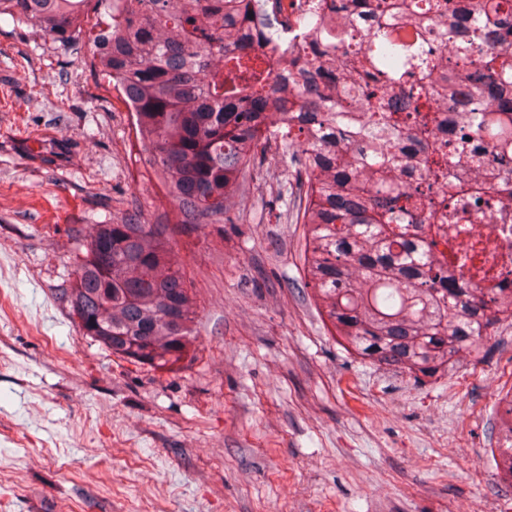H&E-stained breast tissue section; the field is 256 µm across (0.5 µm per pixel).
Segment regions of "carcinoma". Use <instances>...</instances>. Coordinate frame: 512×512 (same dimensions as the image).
Returning a JSON list of instances; mask_svg holds the SVG:
<instances>
[{
  "label": "carcinoma",
  "mask_w": 512,
  "mask_h": 512,
  "mask_svg": "<svg viewBox=\"0 0 512 512\" xmlns=\"http://www.w3.org/2000/svg\"><path fill=\"white\" fill-rule=\"evenodd\" d=\"M251 2L0 0V16L90 46L174 208L77 239L63 296L79 331L154 370L192 358L196 301L172 238L239 223L229 199L273 141L299 164L303 267L345 348L417 382L488 354L512 310L473 277L448 280L447 235L427 225L512 208V0H330L286 51ZM491 453L512 484V447Z\"/></svg>",
  "instance_id": "1"
}]
</instances>
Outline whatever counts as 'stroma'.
I'll use <instances>...</instances> for the list:
<instances>
[{"label":"stroma","mask_w":512,"mask_h":512,"mask_svg":"<svg viewBox=\"0 0 512 512\" xmlns=\"http://www.w3.org/2000/svg\"><path fill=\"white\" fill-rule=\"evenodd\" d=\"M89 46L0 20V512H489L481 363L424 382L345 351L306 284L294 164L230 199L237 224L173 240L198 305L196 359L153 370L82 336L61 297L76 234L172 205Z\"/></svg>","instance_id":"obj_1"}]
</instances>
